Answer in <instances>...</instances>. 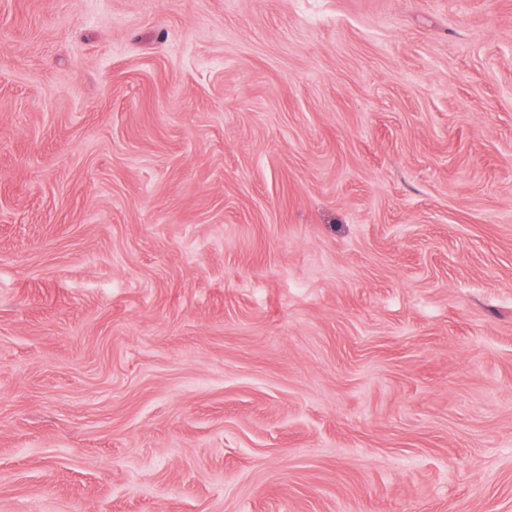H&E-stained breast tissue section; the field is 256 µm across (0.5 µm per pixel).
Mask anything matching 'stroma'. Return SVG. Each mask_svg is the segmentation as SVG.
I'll list each match as a JSON object with an SVG mask.
<instances>
[{
    "label": "stroma",
    "mask_w": 512,
    "mask_h": 512,
    "mask_svg": "<svg viewBox=\"0 0 512 512\" xmlns=\"http://www.w3.org/2000/svg\"><path fill=\"white\" fill-rule=\"evenodd\" d=\"M0 512H512V0H0Z\"/></svg>",
    "instance_id": "obj_1"
}]
</instances>
